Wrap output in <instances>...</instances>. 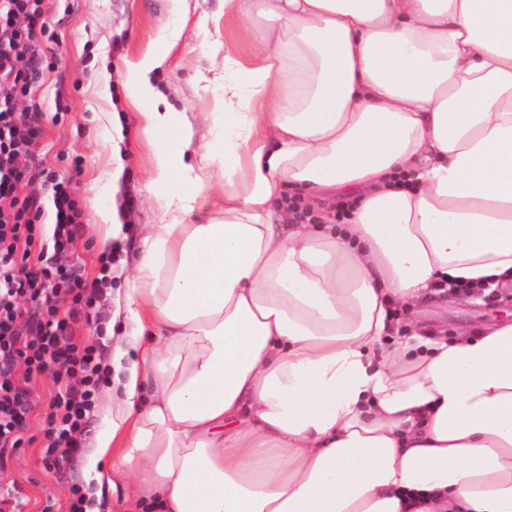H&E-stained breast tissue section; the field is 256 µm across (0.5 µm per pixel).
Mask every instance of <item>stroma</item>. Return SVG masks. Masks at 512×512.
Here are the masks:
<instances>
[{
    "instance_id": "1",
    "label": "stroma",
    "mask_w": 512,
    "mask_h": 512,
    "mask_svg": "<svg viewBox=\"0 0 512 512\" xmlns=\"http://www.w3.org/2000/svg\"><path fill=\"white\" fill-rule=\"evenodd\" d=\"M59 41L58 60L39 87L46 113L38 148L40 159L60 173L72 176L74 196L84 214V225L64 263L74 266L88 282L100 275L102 255L93 227L95 209L109 198L128 239L124 250L114 253L101 306L114 315L124 304L132 269L140 254L143 228L161 220L159 196L152 166L154 144L143 133L144 118L123 84L129 63L137 61L172 24L182 28L167 64L153 75V82L175 111L186 114L193 139L185 159H193L211 141V115L223 111L222 92L214 78L224 68V10L220 0H186L181 16H173L171 0H47ZM119 125L122 171L109 192H101L99 176L110 169L107 130ZM133 208H126V199ZM426 328L453 336L458 329L477 331L491 320L512 313V294L496 290L489 300L467 293H438L422 303ZM134 328L118 318L103 331L76 326L74 337L96 344L103 364H110L117 340L128 339ZM39 407L28 419L30 443L19 448L7 470L0 472V493L20 485L27 496L24 512H67L72 489L88 490L87 457L93 441L85 439L82 452L70 458L58 473L46 472L41 462L43 421L56 393L51 373L30 384Z\"/></svg>"
}]
</instances>
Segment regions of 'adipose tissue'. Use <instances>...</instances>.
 Returning a JSON list of instances; mask_svg holds the SVG:
<instances>
[{
	"label": "adipose tissue",
	"instance_id": "obj_1",
	"mask_svg": "<svg viewBox=\"0 0 512 512\" xmlns=\"http://www.w3.org/2000/svg\"><path fill=\"white\" fill-rule=\"evenodd\" d=\"M224 109L193 135L126 88L165 220L126 310L139 356L89 458L128 512H512V320L427 336L437 283L512 285V0H224ZM214 218L188 224L207 181ZM345 197L341 222L323 214Z\"/></svg>",
	"mask_w": 512,
	"mask_h": 512
}]
</instances>
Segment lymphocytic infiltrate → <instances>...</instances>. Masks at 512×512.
Wrapping results in <instances>:
<instances>
[{
  "instance_id": "1",
  "label": "lymphocytic infiltrate",
  "mask_w": 512,
  "mask_h": 512,
  "mask_svg": "<svg viewBox=\"0 0 512 512\" xmlns=\"http://www.w3.org/2000/svg\"><path fill=\"white\" fill-rule=\"evenodd\" d=\"M45 2L0 0V469L25 441L31 380L50 370L58 391L41 459L56 473L81 450L104 381L97 346L78 342L72 326H102L103 312L100 285L50 258L67 251L83 212L70 178L35 154L44 113L37 89L56 59ZM20 107L27 119L17 118ZM30 185L51 192L53 230L33 216L36 200L23 192Z\"/></svg>"
}]
</instances>
